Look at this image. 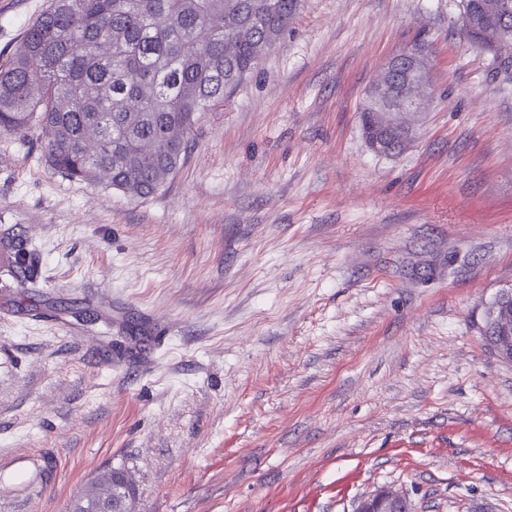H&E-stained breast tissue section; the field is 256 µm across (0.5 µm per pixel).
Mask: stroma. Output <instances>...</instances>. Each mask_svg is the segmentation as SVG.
Instances as JSON below:
<instances>
[{"instance_id":"1","label":"stroma","mask_w":512,"mask_h":512,"mask_svg":"<svg viewBox=\"0 0 512 512\" xmlns=\"http://www.w3.org/2000/svg\"><path fill=\"white\" fill-rule=\"evenodd\" d=\"M47 0H0V63ZM461 0H302L136 199L0 139V512H69L107 468L133 512H512V62ZM423 47L405 150L360 107ZM483 333L497 355L512 363V289L501 291L488 306ZM355 512H410L406 496L383 488L362 499Z\"/></svg>"}]
</instances>
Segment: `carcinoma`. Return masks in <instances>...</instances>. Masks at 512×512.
Wrapping results in <instances>:
<instances>
[{
	"instance_id": "cac0c4a2",
	"label": "carcinoma",
	"mask_w": 512,
	"mask_h": 512,
	"mask_svg": "<svg viewBox=\"0 0 512 512\" xmlns=\"http://www.w3.org/2000/svg\"><path fill=\"white\" fill-rule=\"evenodd\" d=\"M300 0H50L0 64V137L37 127L63 177L131 197L157 194L180 169L201 113L224 105L296 17ZM463 26L512 25V0H463ZM377 101L361 108L366 141Z\"/></svg>"
}]
</instances>
